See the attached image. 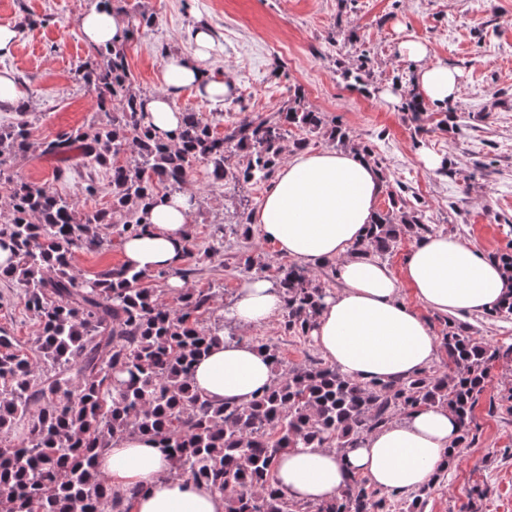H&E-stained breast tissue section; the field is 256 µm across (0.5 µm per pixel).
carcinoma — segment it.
I'll return each mask as SVG.
<instances>
[{
	"label": "carcinoma",
	"mask_w": 512,
	"mask_h": 512,
	"mask_svg": "<svg viewBox=\"0 0 512 512\" xmlns=\"http://www.w3.org/2000/svg\"><path fill=\"white\" fill-rule=\"evenodd\" d=\"M130 39L98 52L101 60L80 64L107 121L63 130L39 144L41 154L61 164L109 169L112 209L82 212L46 187L8 180L11 207L0 214V241L10 243L14 259L0 264V279L21 287L39 334L34 360L13 337L0 334V435L27 420L20 442L0 445V512H128L96 458L115 437L137 433L153 436L173 457L170 477L223 495L224 512H383L385 498L355 478L330 501L294 502L270 482L273 464L301 443L347 448L397 411L417 406L446 407L457 417L461 435L448 457L452 462L472 432L487 366L512 355V345H486L450 321L442 345L453 374L423 372L396 384L361 385L330 365L284 369L278 349L256 338L273 369L262 395L229 405L196 392L193 363L224 335V325L208 322L213 292L186 290L171 308L140 282L184 277L188 270L148 274L121 265L85 277L72 265L74 253L99 246L104 226L122 240L142 231L153 196L180 190L198 163L206 164L215 183H258L274 173L290 128L323 130L341 145L351 135L295 93L273 116L230 126L222 137L202 113L186 109L177 138L157 139L147 125L144 97L131 90ZM30 146L22 104L13 121L0 126V176L4 164ZM228 153L239 157L233 168L225 165ZM389 200L368 238V248L382 259L401 238L434 233L424 211L393 192ZM251 214L249 203L240 204L229 232L249 236ZM277 273L284 329L306 337L327 293L297 265H281ZM423 494L389 492L399 512H421Z\"/></svg>",
	"instance_id": "obj_1"
}]
</instances>
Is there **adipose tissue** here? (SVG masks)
<instances>
[{"mask_svg":"<svg viewBox=\"0 0 512 512\" xmlns=\"http://www.w3.org/2000/svg\"><path fill=\"white\" fill-rule=\"evenodd\" d=\"M79 25L89 44L107 49L121 42L127 21L99 6ZM195 40L194 56L167 57L164 91L145 101L161 137L176 135V102L185 89L209 101L223 100L234 89L202 66L214 48L208 28H198ZM401 55L415 63V91L426 105L453 102L459 71L427 62L428 49L418 41L403 42ZM381 189L379 170L355 150H298L277 170L251 217L281 256L309 268L335 263L342 287L324 298L312 336L330 365L362 384L400 382L425 370L437 354L428 322L404 302L403 289L412 290L417 304L444 314L484 313L512 294V278L499 263L459 237L435 234L416 242L397 273L365 252ZM192 210L189 192L156 196L147 232L123 240L122 264L146 273L181 267ZM283 304L278 289L255 277L239 289L227 316L244 329L268 322ZM271 379L265 352L237 336L221 338L192 370L194 389L217 403H249ZM459 434L448 409L417 407L354 447L288 450L273 465V482L301 503L331 500L355 477L385 491L415 492L431 485ZM97 464L113 494L127 498L129 512H224L223 497L207 485L171 477L174 462L151 436L115 439Z\"/></svg>","mask_w":512,"mask_h":512,"instance_id":"ef3b65f1","label":"adipose tissue"}]
</instances>
